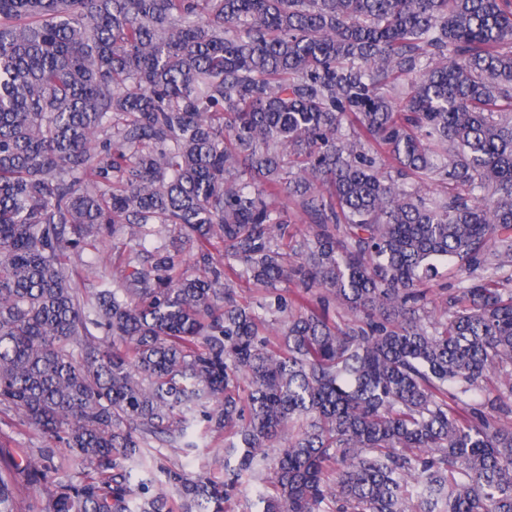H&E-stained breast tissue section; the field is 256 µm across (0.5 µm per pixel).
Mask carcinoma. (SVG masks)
<instances>
[{
    "label": "carcinoma",
    "instance_id": "1",
    "mask_svg": "<svg viewBox=\"0 0 512 512\" xmlns=\"http://www.w3.org/2000/svg\"><path fill=\"white\" fill-rule=\"evenodd\" d=\"M509 43L512 0H0V403L67 453L0 512H225L126 465L199 420L261 512H512ZM105 241L106 247L104 250H100V252H95L93 250H85L80 254H76L72 257L73 266L78 269L83 276V282L81 284V288H99L97 279L94 274L88 271V265L90 262H106L109 261L111 249H112V228L108 233L105 231Z\"/></svg>",
    "mask_w": 512,
    "mask_h": 512
}]
</instances>
